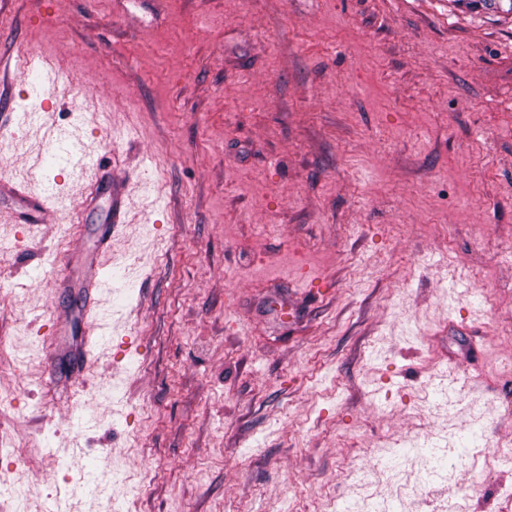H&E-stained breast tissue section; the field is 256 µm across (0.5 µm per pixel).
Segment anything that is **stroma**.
Returning a JSON list of instances; mask_svg holds the SVG:
<instances>
[{
  "instance_id": "obj_1",
  "label": "stroma",
  "mask_w": 512,
  "mask_h": 512,
  "mask_svg": "<svg viewBox=\"0 0 512 512\" xmlns=\"http://www.w3.org/2000/svg\"><path fill=\"white\" fill-rule=\"evenodd\" d=\"M0 59V512H512L511 16L0 0ZM97 166L129 209L64 401ZM481 438V435L478 431L473 430L470 433H468L465 436H462L459 439V446L455 448V455L453 457L448 458V461H445L443 458L436 457L435 455L431 454L428 463L432 464L431 470H435L436 468L444 465V464H453L456 460H462L469 454V449L473 447L478 439Z\"/></svg>"
}]
</instances>
